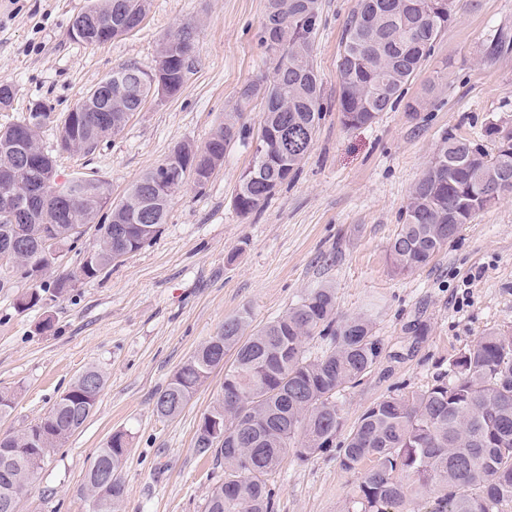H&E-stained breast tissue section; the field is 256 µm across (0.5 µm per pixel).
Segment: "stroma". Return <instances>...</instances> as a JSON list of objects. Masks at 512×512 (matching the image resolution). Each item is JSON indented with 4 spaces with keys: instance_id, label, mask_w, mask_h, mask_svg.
<instances>
[{
    "instance_id": "obj_1",
    "label": "stroma",
    "mask_w": 512,
    "mask_h": 512,
    "mask_svg": "<svg viewBox=\"0 0 512 512\" xmlns=\"http://www.w3.org/2000/svg\"><path fill=\"white\" fill-rule=\"evenodd\" d=\"M90 0H0V83L11 84L0 128L27 118L33 101L50 114L39 144L54 154L59 181L91 176L120 203L131 185L175 144H203L232 111L239 88L265 69L259 34L266 0H151L134 31L96 46L70 35ZM357 0H321L313 46L324 118L296 175L258 211L232 205L252 147L234 145L205 187L185 183L165 224L137 251L58 296L60 274L77 271L97 240L88 226L74 248L42 277L45 293L20 309L30 283L0 288V391L14 404L0 435L37 422L87 367L106 379L94 412L50 454L18 512H89L85 476L113 433H126L119 512H204L224 464L198 454L197 431L222 394L215 369L180 415L154 410L156 393L226 320L250 311L261 325L311 288L336 291V314L371 310L386 357L340 397L352 429L389 393L430 387L449 358L491 331H512V194L462 225L448 246L408 276L396 274L388 249L413 184L445 138L490 147V126L512 130V0H460L448 30L408 87L406 103L375 123L350 127L339 106L337 59ZM197 29L196 63L172 97L152 95L124 130L93 152L60 151L67 112L112 68L153 70L167 34ZM504 47L489 56L492 39ZM443 90L419 111L407 102L427 87ZM426 329L416 335V326ZM361 475L342 469L336 450L302 460L286 454L275 478L277 512H351Z\"/></svg>"
}]
</instances>
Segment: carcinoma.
<instances>
[{"instance_id":"obj_1","label":"carcinoma","mask_w":512,"mask_h":512,"mask_svg":"<svg viewBox=\"0 0 512 512\" xmlns=\"http://www.w3.org/2000/svg\"><path fill=\"white\" fill-rule=\"evenodd\" d=\"M430 0H357L346 21L337 62L339 104L344 123L364 126L403 101L407 86L431 56L448 28L456 0L443 13ZM149 0H91L73 26L93 27L99 17L112 25L145 17ZM319 0H267L260 40L268 72L244 83L236 107L214 132L211 163H224L229 146L254 143V163L239 179L233 206L242 215L260 209L277 187L293 177L322 119V83L312 52ZM157 63L178 87L196 63L195 32L186 26L168 35ZM108 103L74 109L82 126L116 125L139 110L152 93V75L136 63L112 69ZM258 102L263 120L250 139L242 119ZM49 109L34 102L28 117L6 128L28 152L31 164L20 171L19 190L41 188L44 169L53 164L38 144ZM64 151L84 150L85 137L59 130ZM161 166L141 176L112 208L111 220L97 225L98 238L79 271L60 275L55 294L63 295L79 278H93L106 266L140 249L165 223L175 188L154 191ZM512 193V136L490 152L468 140L447 138L422 177L412 186L403 222L389 246L394 272L410 274L456 236L463 224L496 200ZM106 204L99 188L87 190L76 206L47 200L36 223L22 222L24 238L15 246L13 271L19 277L39 263L45 234L74 245L84 227L95 223ZM319 332L321 355H306L304 342ZM234 360L224 367V356ZM385 358L372 315L336 318L335 289L311 288L299 303L272 321L251 327L249 311L197 349L157 392L156 413L177 416L212 371L224 368V390L205 414L224 422V441L216 446L198 433L196 451L224 460V482L208 496L205 512H275L274 475L292 448L308 459L336 449L347 471L363 469L359 512H411L423 499L428 512H505L512 505V334L490 332L453 356L448 370L424 390L387 395L369 406L353 429L337 441L343 426L339 395L362 380ZM105 385L96 368L85 369L37 423L0 437V512H12L46 457L62 446L94 411ZM125 434L115 433L90 469L86 491L92 512H118L123 497L119 473L128 452Z\"/></svg>"}]
</instances>
